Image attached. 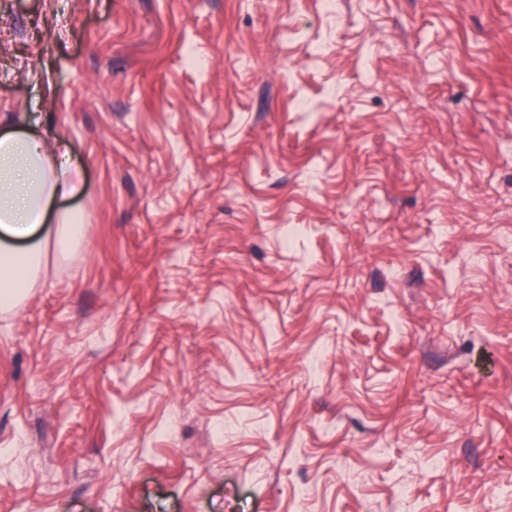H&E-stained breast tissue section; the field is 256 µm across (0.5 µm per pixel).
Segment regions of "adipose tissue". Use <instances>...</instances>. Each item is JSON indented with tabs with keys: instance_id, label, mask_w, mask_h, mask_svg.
<instances>
[{
	"instance_id": "adipose-tissue-1",
	"label": "adipose tissue",
	"mask_w": 512,
	"mask_h": 512,
	"mask_svg": "<svg viewBox=\"0 0 512 512\" xmlns=\"http://www.w3.org/2000/svg\"><path fill=\"white\" fill-rule=\"evenodd\" d=\"M63 154L22 134L0 136V307L12 308L47 246L35 239L53 205L80 190Z\"/></svg>"
}]
</instances>
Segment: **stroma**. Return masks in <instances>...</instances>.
<instances>
[{
	"label": "stroma",
	"mask_w": 512,
	"mask_h": 512,
	"mask_svg": "<svg viewBox=\"0 0 512 512\" xmlns=\"http://www.w3.org/2000/svg\"><path fill=\"white\" fill-rule=\"evenodd\" d=\"M4 132L0 512H512V0H0ZM44 142L22 134L0 136V306L12 308L39 263L49 240H35L53 205L80 190V175ZM16 241H27L17 250ZM60 229L56 237V243L67 246L80 238L83 231V220L80 212L65 211L60 216Z\"/></svg>",
	"instance_id": "35a3bbf8"
}]
</instances>
